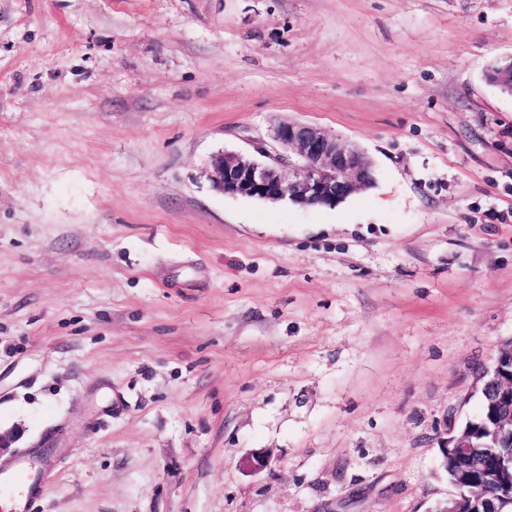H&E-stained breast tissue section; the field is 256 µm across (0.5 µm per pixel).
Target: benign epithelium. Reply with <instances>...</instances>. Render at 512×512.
Instances as JSON below:
<instances>
[{"instance_id": "obj_1", "label": "benign epithelium", "mask_w": 512, "mask_h": 512, "mask_svg": "<svg viewBox=\"0 0 512 512\" xmlns=\"http://www.w3.org/2000/svg\"><path fill=\"white\" fill-rule=\"evenodd\" d=\"M512 57L487 72L490 82L500 86L508 81ZM271 142L253 145L251 152L216 154L209 179L212 187L231 197H247L278 202L288 200L302 206H334L353 193L371 185L372 164L358 147L316 126L281 121L272 128ZM512 338L504 341L489 362L472 365V393H482L493 406L491 416L483 422L489 448L501 451L499 488L501 499L512 498ZM456 412L444 420L438 434L441 466L451 459H466L472 467L484 460L481 444L456 429ZM446 507L436 512H474V503L490 500L488 488L473 487L464 472L452 485Z\"/></svg>"}]
</instances>
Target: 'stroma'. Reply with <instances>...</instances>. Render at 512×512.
Here are the masks:
<instances>
[{"instance_id":"1","label":"stroma","mask_w":512,"mask_h":512,"mask_svg":"<svg viewBox=\"0 0 512 512\" xmlns=\"http://www.w3.org/2000/svg\"><path fill=\"white\" fill-rule=\"evenodd\" d=\"M512 0H0V431L32 512H432L512 336ZM291 119L333 207L229 197ZM269 451L248 472L245 459ZM270 139L255 143L253 152L216 154L212 187L231 197L331 207L373 181L365 153L321 128L281 121ZM49 478V471L38 467L34 456L20 453L8 463L0 465V510L4 512H29L33 499L40 494ZM5 508V509H4Z\"/></svg>"}]
</instances>
